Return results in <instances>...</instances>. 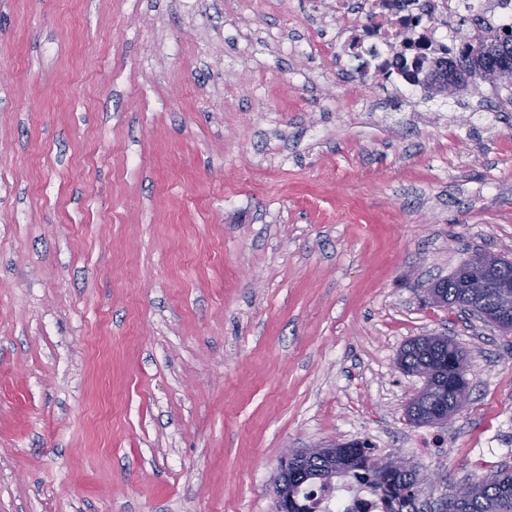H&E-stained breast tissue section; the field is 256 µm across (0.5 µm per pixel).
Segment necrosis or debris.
Returning <instances> with one entry per match:
<instances>
[{"mask_svg":"<svg viewBox=\"0 0 512 512\" xmlns=\"http://www.w3.org/2000/svg\"><path fill=\"white\" fill-rule=\"evenodd\" d=\"M331 8L339 28L349 33L342 54L365 73H381L411 43L455 48L460 29L447 25L450 17L512 25V0H332ZM357 13L363 25L355 24Z\"/></svg>","mask_w":512,"mask_h":512,"instance_id":"1","label":"necrosis or debris"}]
</instances>
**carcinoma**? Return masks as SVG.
Masks as SVG:
<instances>
[{"mask_svg":"<svg viewBox=\"0 0 512 512\" xmlns=\"http://www.w3.org/2000/svg\"><path fill=\"white\" fill-rule=\"evenodd\" d=\"M483 66L490 73L504 68L512 71V27L485 28L464 41L453 55L444 49L428 53L418 49L403 58L402 74L439 93ZM511 283L512 266L503 265L478 294L464 287L455 273L435 282L429 293L432 302L455 306L505 332L512 327L501 324L500 290ZM396 364L406 373L424 377V386L407 408L408 418L419 425L455 408L469 391L466 356L444 336L410 341L397 354ZM335 481L379 498L385 512H419L421 480L417 474L378 455L366 439L338 443L333 454L319 449L288 461V512H315L314 491H324ZM470 486L471 492L458 499L451 512H512L511 469L500 468L471 481Z\"/></svg>","mask_w":512,"mask_h":512,"instance_id":"1","label":"carcinoma"}]
</instances>
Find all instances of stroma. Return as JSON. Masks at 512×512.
I'll return each mask as SVG.
<instances>
[{"instance_id":"obj_1","label":"stroma","mask_w":512,"mask_h":512,"mask_svg":"<svg viewBox=\"0 0 512 512\" xmlns=\"http://www.w3.org/2000/svg\"><path fill=\"white\" fill-rule=\"evenodd\" d=\"M338 42L330 0H0V512H274L355 439L433 501L512 468V334L426 294L512 259V85L435 112ZM396 364L406 373L425 376L424 386L410 401L409 419L416 424H429L436 417L455 408L464 393L469 392L468 364L463 351L444 336H422L406 344L397 354ZM465 399L461 400V406ZM459 411L438 418L448 424Z\"/></svg>"}]
</instances>
